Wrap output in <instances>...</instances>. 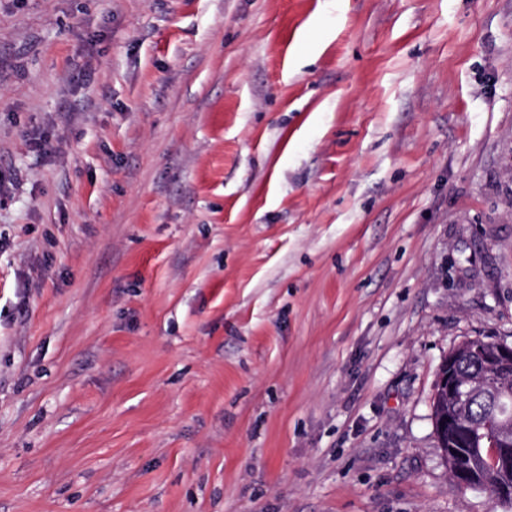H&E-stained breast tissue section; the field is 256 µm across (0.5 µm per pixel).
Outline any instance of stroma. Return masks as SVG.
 <instances>
[{
	"label": "stroma",
	"mask_w": 512,
	"mask_h": 512,
	"mask_svg": "<svg viewBox=\"0 0 512 512\" xmlns=\"http://www.w3.org/2000/svg\"><path fill=\"white\" fill-rule=\"evenodd\" d=\"M475 337L512 0H0V512H492ZM458 346L448 352V356L442 361L434 391L433 402L437 412L433 415L434 433L439 448L445 444L446 435L456 448L465 456L463 465L471 467L476 483L469 488L488 491L492 501L496 505L508 508L512 511V493L503 498L499 493V485L503 482V475L511 478L512 473V438L508 437L503 442L506 448H498V470L490 455L488 448V431L486 424L492 421L490 397L492 393L479 389L462 408H456L451 395L459 406L466 399L469 385L459 380L453 372V362ZM448 401V410L446 402ZM448 415L453 421L450 423ZM509 445V446H508ZM511 453V454H510ZM456 373L467 381L478 382L487 374V365L483 353L472 352L461 354L455 361Z\"/></svg>",
	"instance_id": "stroma-1"
}]
</instances>
